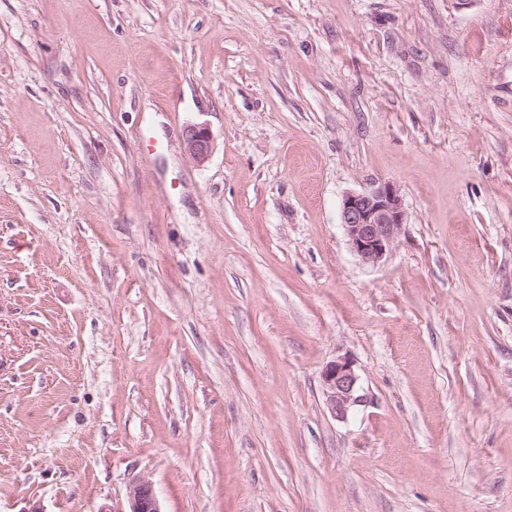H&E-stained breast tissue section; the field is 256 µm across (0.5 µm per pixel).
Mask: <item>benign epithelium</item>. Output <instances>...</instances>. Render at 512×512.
<instances>
[{
    "mask_svg": "<svg viewBox=\"0 0 512 512\" xmlns=\"http://www.w3.org/2000/svg\"><path fill=\"white\" fill-rule=\"evenodd\" d=\"M183 145L195 162L204 163L212 150L208 127L203 124L187 127ZM340 221L352 252L362 263L374 266L392 250L406 223V213L396 186L384 181L368 191L346 193L341 200ZM322 382L327 408L337 419L347 418L363 402L359 375L346 358L329 362L322 370ZM128 498L129 512H161L148 480L132 482Z\"/></svg>",
    "mask_w": 512,
    "mask_h": 512,
    "instance_id": "1",
    "label": "benign epithelium"
}]
</instances>
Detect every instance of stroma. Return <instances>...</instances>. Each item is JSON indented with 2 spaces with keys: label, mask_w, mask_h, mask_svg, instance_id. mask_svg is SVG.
<instances>
[{
  "label": "stroma",
  "mask_w": 512,
  "mask_h": 512,
  "mask_svg": "<svg viewBox=\"0 0 512 512\" xmlns=\"http://www.w3.org/2000/svg\"><path fill=\"white\" fill-rule=\"evenodd\" d=\"M384 181L369 266L340 203ZM139 478L512 512V0H0V512ZM184 149L197 163H204L212 150V138L207 126L195 124L188 126L184 132ZM340 221L358 259L377 265L392 250L406 213L396 186L390 181L371 190L347 192L340 205ZM321 376L326 405L333 417L343 420L352 409L361 405L363 396L359 393V375L351 361L346 358L331 361Z\"/></svg>",
  "instance_id": "1"
}]
</instances>
